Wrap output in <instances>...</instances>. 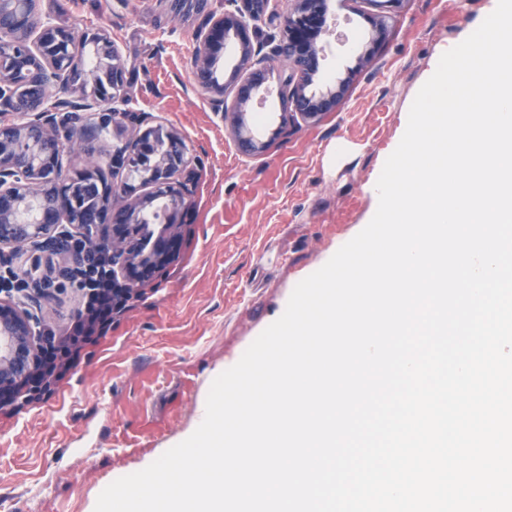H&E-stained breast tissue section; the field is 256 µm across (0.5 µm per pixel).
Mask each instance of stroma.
Wrapping results in <instances>:
<instances>
[{"instance_id":"35a3bbf8","label":"stroma","mask_w":512,"mask_h":512,"mask_svg":"<svg viewBox=\"0 0 512 512\" xmlns=\"http://www.w3.org/2000/svg\"><path fill=\"white\" fill-rule=\"evenodd\" d=\"M495 0H331L318 81L344 79L334 109L284 120L285 63H267L249 122L269 146L245 153L194 76L204 13L169 0H40L43 20L105 28L126 67L128 107L189 148L180 180L178 248L139 284L55 391L0 413V502L10 512H94L102 490L189 437L212 381L284 312L298 282L374 216L372 188L399 144L411 104L443 53L473 33ZM397 22L366 52L370 17ZM40 325L61 328L75 289L46 299L1 293Z\"/></svg>"}]
</instances>
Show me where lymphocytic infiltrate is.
<instances>
[{"label": "lymphocytic infiltrate", "mask_w": 512, "mask_h": 512, "mask_svg": "<svg viewBox=\"0 0 512 512\" xmlns=\"http://www.w3.org/2000/svg\"><path fill=\"white\" fill-rule=\"evenodd\" d=\"M62 249L67 253L88 251L92 257L86 264L58 271L53 262L40 266L25 254L14 256L16 267L27 280L42 279L59 292L76 289L81 295V307L62 334L43 330V342L31 358L24 383L0 392V408L20 399H41L52 384L66 376L87 346L106 336L114 317L126 310L137 296L134 288L117 277L111 250L91 248L86 239L70 235L64 236Z\"/></svg>", "instance_id": "f902f5d3"}]
</instances>
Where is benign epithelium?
Listing matches in <instances>:
<instances>
[{
	"label": "benign epithelium",
	"mask_w": 512,
	"mask_h": 512,
	"mask_svg": "<svg viewBox=\"0 0 512 512\" xmlns=\"http://www.w3.org/2000/svg\"><path fill=\"white\" fill-rule=\"evenodd\" d=\"M19 0H0V47L5 41L14 42L12 52H0V112H15L20 108L19 98L14 94L10 78L15 62L28 60L33 63L41 80L34 86L36 96L42 101L34 118L24 124H5L0 121V253L16 242L31 245L35 256L51 249L52 229L65 223L56 216L58 211H67L75 204L72 196L65 192L66 183L60 179L62 163H57L50 179L58 184L59 195L53 204L54 212L39 196L37 186L43 182L42 155L47 145L58 159L67 152V142L73 130L67 126L68 113L72 106L86 112L87 128L96 125L138 127L129 149L116 147L112 151V168L125 171L119 192L131 199V206L121 212L97 210L87 215L82 223L69 225L82 234H88L99 224H136L139 209L144 201L140 188L143 177L136 173L134 162L148 160L150 175L157 178V185L165 191L167 211L165 223L176 222L177 213L189 203L188 195L180 187L174 173L185 167L188 148L177 134L167 132L160 126L149 124L147 118L114 107L116 100L123 98L125 70L121 56L111 38L100 29L93 34L73 29H60L43 22L36 39L16 42L14 38L28 29L21 24L17 4ZM233 9L221 16L208 15L203 22L205 32L199 36L195 56L200 61L196 75L204 86L215 83L214 74L222 58L218 49L226 44L232 34L237 43L234 48V63L231 66L227 85L235 87L232 102L224 99L219 91L218 111L231 116L233 132L248 153L262 152L267 143L256 138L246 120L250 103L266 82L264 71L254 67L255 55L252 38L259 32V24L275 23L282 40L274 48V56L288 57V99L295 100L297 114L310 119L318 118L329 111L339 99V93L329 85H317L312 78L318 66L322 48L314 41L301 40L308 21L328 11V0H296L293 11L278 15L272 10V0H228ZM88 39L86 46L97 62L92 74L94 101L84 102L83 88L72 87L65 97L50 91V87L65 81L69 70L81 65L80 59L69 56L72 40ZM178 153L184 158L179 167L171 166L169 155ZM33 206L38 211L36 224L20 220L22 206ZM31 331L26 318L17 312L0 306V390L19 382L26 374L27 360L20 357L21 346L30 344Z\"/></svg>",
	"instance_id": "benign-epithelium-1"
}]
</instances>
